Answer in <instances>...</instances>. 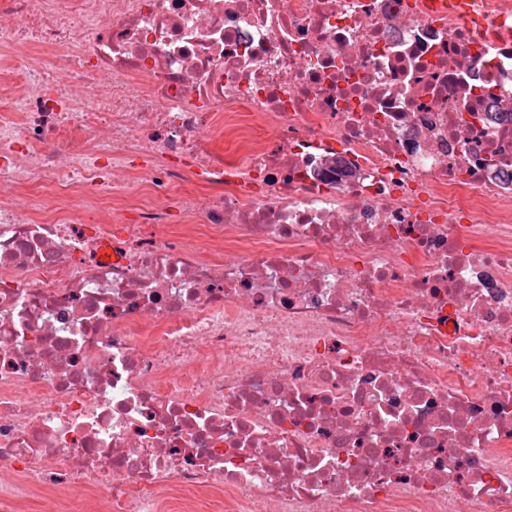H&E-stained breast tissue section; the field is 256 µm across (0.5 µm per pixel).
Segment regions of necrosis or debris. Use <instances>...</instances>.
Here are the masks:
<instances>
[{
  "instance_id": "necrosis-or-debris-1",
  "label": "necrosis or debris",
  "mask_w": 512,
  "mask_h": 512,
  "mask_svg": "<svg viewBox=\"0 0 512 512\" xmlns=\"http://www.w3.org/2000/svg\"><path fill=\"white\" fill-rule=\"evenodd\" d=\"M422 2L0 0V512H512V0ZM477 0H435L430 7L436 12H456L465 18L476 19L475 5Z\"/></svg>"
}]
</instances>
